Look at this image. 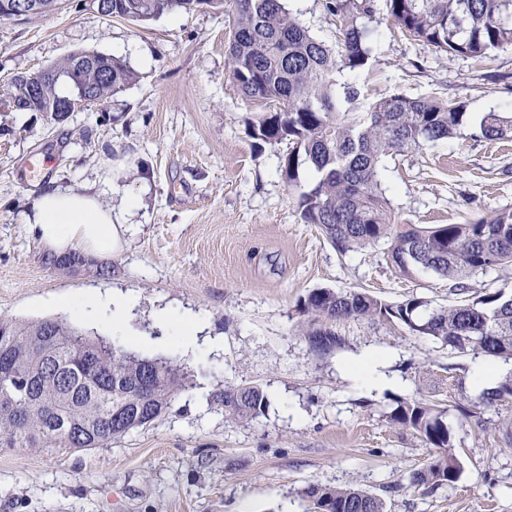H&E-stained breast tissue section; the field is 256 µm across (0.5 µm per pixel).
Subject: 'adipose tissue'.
Wrapping results in <instances>:
<instances>
[{
	"instance_id": "ef3b65f1",
	"label": "adipose tissue",
	"mask_w": 512,
	"mask_h": 512,
	"mask_svg": "<svg viewBox=\"0 0 512 512\" xmlns=\"http://www.w3.org/2000/svg\"><path fill=\"white\" fill-rule=\"evenodd\" d=\"M121 167H110L100 182L74 188L50 184L31 198L26 222L49 251L63 254L81 248L89 255L119 252L131 218L140 208V200L121 193L119 204L107 205L103 192H121Z\"/></svg>"
}]
</instances>
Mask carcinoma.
Here are the masks:
<instances>
[{"instance_id": "carcinoma-1", "label": "carcinoma", "mask_w": 512, "mask_h": 512, "mask_svg": "<svg viewBox=\"0 0 512 512\" xmlns=\"http://www.w3.org/2000/svg\"><path fill=\"white\" fill-rule=\"evenodd\" d=\"M392 24L415 40L437 50L482 57L512 47V0H383ZM227 6L232 31L227 47L231 75L244 99L262 107L249 122L251 136L261 141H288L291 151L282 165L288 186L298 185L299 165L308 163L315 182L296 199L301 219L317 225L336 249L387 245L392 267L407 275L415 268L457 280L454 291L468 292L462 279L512 265V211L490 220L441 224L433 228L400 224L384 196L379 179L382 159L396 152L416 150L424 141L457 135L463 106L428 97L403 94L377 102L362 118L338 109L331 76L336 70H355L369 60L368 30L362 19L375 13V0H332L330 11L340 22V42L334 51L311 36L286 10L283 0H112V11L132 21H147L167 13L190 12L200 5ZM92 57L96 71L86 85L94 96L107 99L134 80L122 60L94 52H74L61 64L43 69V80L63 72L76 58ZM104 70L109 80L101 81ZM482 136L512 138V118L487 113ZM427 302L411 297L386 303L368 292L317 288L308 293L303 312L326 321L348 317L397 320L410 330L452 350L512 358V297L500 292L464 298L447 307L424 312ZM317 351L342 344L335 333L314 328L307 333ZM50 340L64 379L21 357ZM111 374L112 402L94 395L88 371L79 362L86 348ZM11 359L12 374L0 376V398L23 407L22 427L0 416V447L98 448L155 421L171 400L192 387V373L171 361L140 358L123 345L92 339L59 319L16 324L0 320V356ZM148 371L152 390L138 395L139 416L118 419L128 411L127 393L133 377ZM512 400V377L484 392L475 407L489 409ZM224 416L251 421L267 406L264 390L256 385L224 390L217 396ZM63 406L72 423L61 433L42 417V404ZM447 410L417 400H399L390 420L420 433L436 450L433 461L410 476L412 488L434 489L456 482L460 464L454 453ZM303 494L314 512H386L376 495L354 489L309 485Z\"/></svg>"}]
</instances>
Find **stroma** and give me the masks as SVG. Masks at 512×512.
I'll return each mask as SVG.
<instances>
[{"instance_id":"stroma-1","label":"stroma","mask_w":512,"mask_h":512,"mask_svg":"<svg viewBox=\"0 0 512 512\" xmlns=\"http://www.w3.org/2000/svg\"><path fill=\"white\" fill-rule=\"evenodd\" d=\"M310 34L335 46L328 0H285ZM369 60L332 76L341 110L366 114L394 94L462 105L455 137L392 154L380 180L397 220L431 227L512 211V139L480 134L482 117L512 116V48L476 60L402 35L377 4L366 19ZM223 8L147 22L100 18L84 0L28 21L0 20V100L15 75L76 51L110 54L135 80L102 104L56 122L47 112H0V318H57L137 354L169 358L193 374L149 426L88 450L0 448V512H312L310 484L360 489L388 512H512V402L463 417L477 402L479 365L512 375V359L461 353L403 324L359 317L329 322L343 340L316 352L301 310L317 288L366 291L429 308L455 302L454 280L418 269L397 274L386 245L339 252L303 223L281 165L287 142L253 139L255 108L243 99L226 55ZM355 98H347V89ZM44 171L27 175L31 158ZM139 194L137 229L124 250L86 265L50 264L24 214L33 192L55 182L92 183L112 162ZM136 296L121 325L111 297ZM98 306L78 316L58 299ZM197 316L194 349L160 311ZM384 355V383L347 372L365 352ZM258 385L268 405L251 422L224 416V387ZM448 410L461 472L449 486L409 485L434 450L388 415L396 400Z\"/></svg>"}]
</instances>
